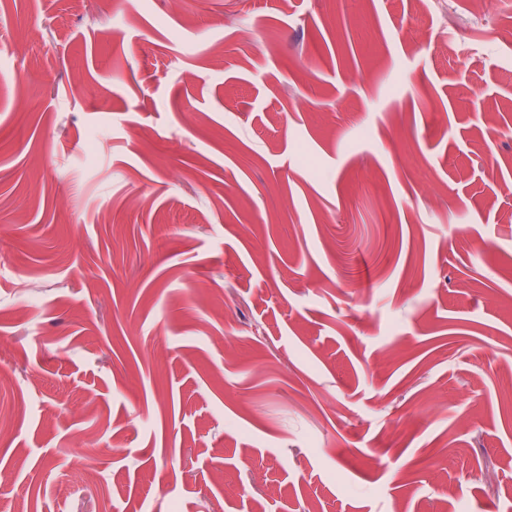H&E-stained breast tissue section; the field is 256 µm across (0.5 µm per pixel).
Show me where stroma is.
<instances>
[{"label": "stroma", "mask_w": 512, "mask_h": 512, "mask_svg": "<svg viewBox=\"0 0 512 512\" xmlns=\"http://www.w3.org/2000/svg\"><path fill=\"white\" fill-rule=\"evenodd\" d=\"M0 512H512V7L0 0Z\"/></svg>", "instance_id": "stroma-1"}]
</instances>
